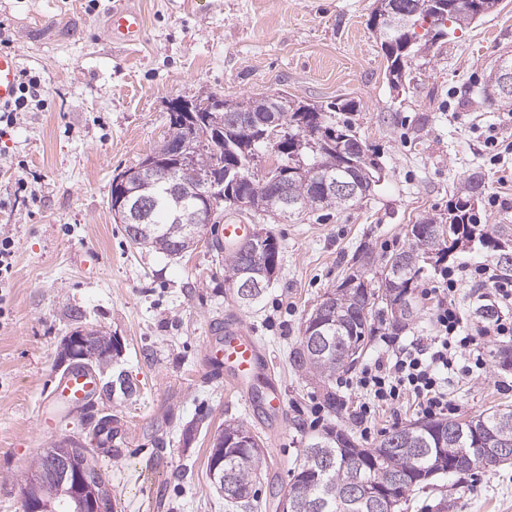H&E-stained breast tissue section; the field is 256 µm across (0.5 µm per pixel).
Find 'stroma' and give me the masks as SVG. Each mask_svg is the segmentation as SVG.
Returning <instances> with one entry per match:
<instances>
[{
	"instance_id": "obj_1",
	"label": "stroma",
	"mask_w": 512,
	"mask_h": 512,
	"mask_svg": "<svg viewBox=\"0 0 512 512\" xmlns=\"http://www.w3.org/2000/svg\"><path fill=\"white\" fill-rule=\"evenodd\" d=\"M114 0H0V24L24 68L40 76L44 105L0 130V235L15 242L11 279L0 289V512H22L19 487L52 442L83 435L80 412L41 428V400L57 346L74 327L68 307L124 343L116 370L139 390L107 402L119 457H100L114 512H233L212 486L214 434L241 422L263 442L259 512H276L306 437L341 423L360 434L349 386L359 367L337 374L342 419L321 411L318 385L289 353L355 252L375 259L407 244L408 225L447 212L471 174L489 232L512 236V151L492 155L489 137L512 141V111L478 93L499 58L512 57V0L494 14L450 29L409 59L392 89L387 61L368 26L376 0H131L144 15L134 46L109 40ZM285 89L304 100L350 99L346 118L382 168L370 199L299 220L227 214L222 224L273 233L281 266L262 301L244 309L225 281L224 256L209 240L172 259L126 240L109 208L113 177L136 166L167 134V105L217 93L239 99ZM24 187H17V178ZM233 322L266 351L283 413L266 422L204 360L215 327ZM496 342L484 377L453 384L458 418L512 406V366ZM404 512H512V464L450 476L408 494Z\"/></svg>"
}]
</instances>
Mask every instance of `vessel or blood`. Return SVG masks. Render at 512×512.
<instances>
[{
	"label": "vessel or blood",
	"instance_id": "vessel-or-blood-1",
	"mask_svg": "<svg viewBox=\"0 0 512 512\" xmlns=\"http://www.w3.org/2000/svg\"><path fill=\"white\" fill-rule=\"evenodd\" d=\"M144 32V17L125 0L110 12L105 33L113 43L133 45ZM20 57L13 52H0V108L11 105L17 94ZM207 358L212 367L224 374V380L243 398H251L255 382L264 379L270 370V360L261 351L255 338L232 323H225L217 346L209 347ZM97 386L93 374L70 372L55 383L45 397L46 403L74 406L87 400Z\"/></svg>",
	"mask_w": 512,
	"mask_h": 512
}]
</instances>
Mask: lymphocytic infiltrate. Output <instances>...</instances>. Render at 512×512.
<instances>
[{
	"label": "lymphocytic infiltrate",
	"instance_id": "1",
	"mask_svg": "<svg viewBox=\"0 0 512 512\" xmlns=\"http://www.w3.org/2000/svg\"><path fill=\"white\" fill-rule=\"evenodd\" d=\"M469 285L489 289L496 310L492 318L465 319L459 297ZM420 297L432 303L429 336L405 343L389 333L380 335L382 357L366 364L355 378L361 396L357 420L363 435H370L369 423L376 410L407 397L415 400L422 417L454 415L449 378L484 369L488 346L512 339V276L501 274L492 264L461 262L443 267Z\"/></svg>",
	"mask_w": 512,
	"mask_h": 512
}]
</instances>
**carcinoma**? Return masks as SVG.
I'll use <instances>...</instances> for the list:
<instances>
[{
	"label": "carcinoma",
	"instance_id": "cac0c4a2",
	"mask_svg": "<svg viewBox=\"0 0 512 512\" xmlns=\"http://www.w3.org/2000/svg\"><path fill=\"white\" fill-rule=\"evenodd\" d=\"M400 2L413 14V22L425 25L430 0ZM380 45L387 58L388 72L407 68V59L394 53L389 38H380ZM238 104L247 111H254L255 118L265 121L266 125L247 136L224 111L221 112L223 127L217 128L206 121L210 110L203 102L184 99L177 104L169 101L167 137L183 138L187 133L185 121L193 120L195 150L191 152L190 164L197 170L226 178L224 187L231 190V194L225 195L218 213L226 210L254 216L260 212L271 213L286 221L316 210L350 209L372 194L379 182L378 163L352 134L349 123L336 122V113L356 111L353 101L318 105L280 90L242 98ZM310 125L325 129L322 142L310 145L298 139L302 127ZM267 152L274 155L275 161L266 172L259 174L254 168ZM281 175L293 182L296 203L288 207L277 193V178ZM325 177H347L356 183L357 193L349 199L329 196L321 188ZM468 187L467 194L457 197L448 206V212L410 225L407 246L385 256L380 274H374L369 252H360L353 258L343 280L347 288L334 299L335 307L326 318L329 322L327 336L332 344L330 352L314 355L303 340L291 351L294 369L321 383L322 404L327 412L341 414L343 403L333 387V379L336 374L350 370L362 357L365 337L372 332L373 308L379 306L386 313L391 305L402 303L408 307V312L399 318L391 316L389 321L396 328L406 324L413 317L412 295L426 266L444 263L456 246L476 238L482 247L495 252L501 273L512 275V259H501L499 250L507 241L479 228L474 197L481 193L482 180L474 175ZM154 194L156 204L147 219L124 224L125 235L134 246L151 247L167 256L181 258L183 254L177 245L180 236L171 232V228L177 222L189 223L184 218V204L160 188L155 189ZM211 247L224 254L225 281L232 288L249 252L258 257L265 272L276 273L280 269V248L269 232L250 244L246 251L240 243L226 251L218 239L211 242ZM503 428L512 441V408L509 406L469 419H417L386 432L372 448L363 447L348 430L330 426L309 438L301 449L300 463L293 474L299 487H289L291 491L297 490L296 512H370L368 505L351 498V485L359 480L384 487L390 474L398 478L391 486L397 502L393 512H402L406 494L446 474L450 462L458 461L460 473L512 463V451L489 457L475 442V434L497 433ZM222 431L224 443H233V447L224 449V468L232 472L234 490L226 492L221 487L219 491L224 493V500L240 512H253L252 489L259 480L264 460L262 442L242 422L227 423ZM86 478L92 485L109 486L93 448L88 449ZM69 487L66 481L47 478L42 497L50 512H83L82 504L69 495Z\"/></svg>",
	"mask_w": 512,
	"mask_h": 512
}]
</instances>
